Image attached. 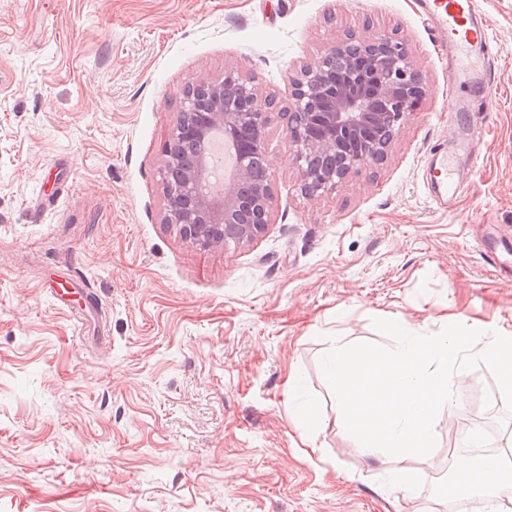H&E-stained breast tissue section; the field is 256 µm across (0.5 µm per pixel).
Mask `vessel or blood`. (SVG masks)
Returning a JSON list of instances; mask_svg holds the SVG:
<instances>
[{"label":"vessel or blood","instance_id":"1","mask_svg":"<svg viewBox=\"0 0 512 512\" xmlns=\"http://www.w3.org/2000/svg\"><path fill=\"white\" fill-rule=\"evenodd\" d=\"M420 6L436 21L446 42L458 47L470 68L473 81L480 88H488L491 72L483 68L482 60L487 51L489 35L475 0H420ZM434 173L435 187L445 197H453L455 187L447 156L438 155Z\"/></svg>","mask_w":512,"mask_h":512}]
</instances>
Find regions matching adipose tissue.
I'll return each mask as SVG.
<instances>
[{
  "label": "adipose tissue",
  "mask_w": 512,
  "mask_h": 512,
  "mask_svg": "<svg viewBox=\"0 0 512 512\" xmlns=\"http://www.w3.org/2000/svg\"><path fill=\"white\" fill-rule=\"evenodd\" d=\"M512 453V432L505 433L500 452L457 456L452 472L460 487V499L476 501L512 497V470L503 463Z\"/></svg>",
  "instance_id": "1"
}]
</instances>
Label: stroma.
<instances>
[{"label": "stroma", "mask_w": 512, "mask_h": 512, "mask_svg": "<svg viewBox=\"0 0 512 512\" xmlns=\"http://www.w3.org/2000/svg\"><path fill=\"white\" fill-rule=\"evenodd\" d=\"M478 7L484 100L418 0H0V512H463L437 493L462 437L512 430L492 372L438 415L408 496L337 428L320 360L392 347L376 318L512 329V0ZM380 30L428 84L382 163L308 200L276 118L262 234L201 251L164 224L189 84L234 66L284 106L333 41ZM293 371L326 420L310 441ZM433 169L435 173V187H437L445 197L452 199L455 187L451 170L448 168V156H445L443 153L439 154Z\"/></svg>", "instance_id": "35a3bbf8"}]
</instances>
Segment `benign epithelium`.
<instances>
[{
    "mask_svg": "<svg viewBox=\"0 0 512 512\" xmlns=\"http://www.w3.org/2000/svg\"><path fill=\"white\" fill-rule=\"evenodd\" d=\"M333 42L291 79L285 121L301 192L317 200L367 161L382 160L395 135L428 94L407 46L385 33L360 42ZM270 98L234 67L185 89L176 121L162 147L163 223L193 247L210 251L246 245L271 221L272 180L267 131ZM238 145L230 175L214 173L206 147L211 133ZM224 182V193L213 184Z\"/></svg>",
    "mask_w": 512,
    "mask_h": 512,
    "instance_id": "benign-epithelium-1",
    "label": "benign epithelium"
}]
</instances>
